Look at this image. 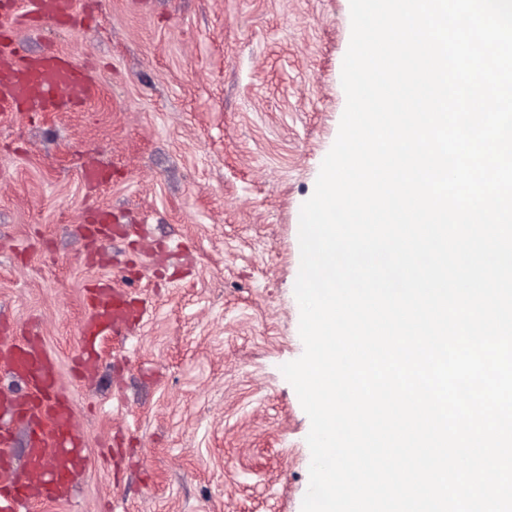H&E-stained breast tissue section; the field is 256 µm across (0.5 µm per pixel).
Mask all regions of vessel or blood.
<instances>
[{"instance_id":"b4317fda","label":"vessel or blood","mask_w":512,"mask_h":512,"mask_svg":"<svg viewBox=\"0 0 512 512\" xmlns=\"http://www.w3.org/2000/svg\"><path fill=\"white\" fill-rule=\"evenodd\" d=\"M0 24V109L9 112H60L87 105L98 95L92 71L76 66L65 54H22L14 39L15 22L51 21L78 29L76 0H24L23 10H9ZM129 304L110 283H101L91 294L81 324L87 344L81 353V369L92 374L98 357L91 346L112 329L123 326ZM0 372L20 378L24 399L0 392V469L9 470L12 428L21 426L29 435V466L40 480L13 478L0 487V512H31L45 499L68 500L75 479L90 465V458L71 429V404L60 385L56 359L36 337L0 338Z\"/></svg>"}]
</instances>
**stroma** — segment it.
Masks as SVG:
<instances>
[{"mask_svg":"<svg viewBox=\"0 0 512 512\" xmlns=\"http://www.w3.org/2000/svg\"><path fill=\"white\" fill-rule=\"evenodd\" d=\"M77 3L80 30L16 37L91 69L97 99L0 111V336L56 357L91 458L34 512H301L310 420L280 367L304 351L299 215L346 105L350 0ZM103 211L125 234L90 233ZM104 279L138 315L82 379Z\"/></svg>","mask_w":512,"mask_h":512,"instance_id":"35a3bbf8","label":"stroma"}]
</instances>
